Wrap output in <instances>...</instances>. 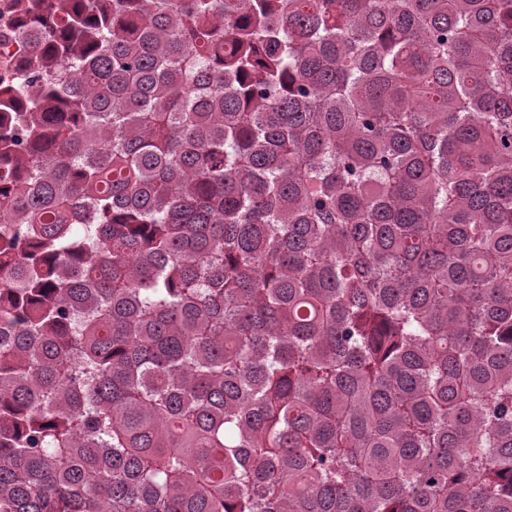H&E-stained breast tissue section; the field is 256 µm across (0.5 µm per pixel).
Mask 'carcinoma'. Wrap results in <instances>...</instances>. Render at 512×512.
<instances>
[{
	"mask_svg": "<svg viewBox=\"0 0 512 512\" xmlns=\"http://www.w3.org/2000/svg\"><path fill=\"white\" fill-rule=\"evenodd\" d=\"M0 512H512V0H11Z\"/></svg>",
	"mask_w": 512,
	"mask_h": 512,
	"instance_id": "cac0c4a2",
	"label": "carcinoma"
}]
</instances>
